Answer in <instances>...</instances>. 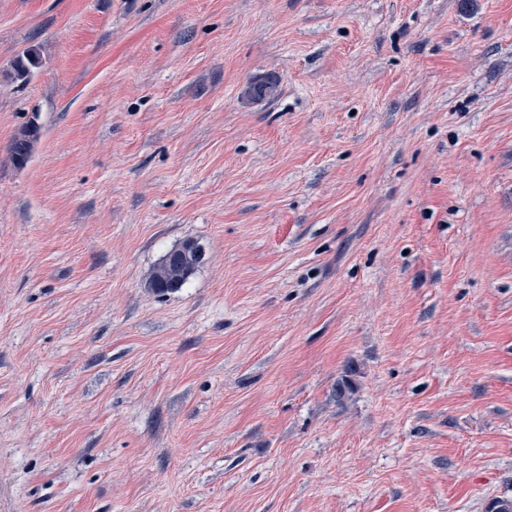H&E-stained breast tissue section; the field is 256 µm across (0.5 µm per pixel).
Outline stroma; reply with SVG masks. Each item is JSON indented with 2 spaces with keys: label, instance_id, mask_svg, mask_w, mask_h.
I'll list each match as a JSON object with an SVG mask.
<instances>
[{
  "label": "stroma",
  "instance_id": "1",
  "mask_svg": "<svg viewBox=\"0 0 512 512\" xmlns=\"http://www.w3.org/2000/svg\"><path fill=\"white\" fill-rule=\"evenodd\" d=\"M497 497L512 0H0V512ZM253 81V85L247 88L251 91L252 99L256 101L274 97L279 89V79L272 74L258 76ZM37 138L38 130L35 127L25 126L19 130L10 147L11 158L16 164L28 160ZM168 252L163 256L154 273L155 280L163 284L162 286H165V288H159L157 285L151 284V288H153L154 291H157L159 288L158 294H166L180 288L190 276H185L182 272L176 271L175 267L181 266L184 261L191 256L198 259L203 257V253L198 244L191 239L182 242L181 246L170 254L169 262L175 267L165 262V257Z\"/></svg>",
  "mask_w": 512,
  "mask_h": 512
}]
</instances>
